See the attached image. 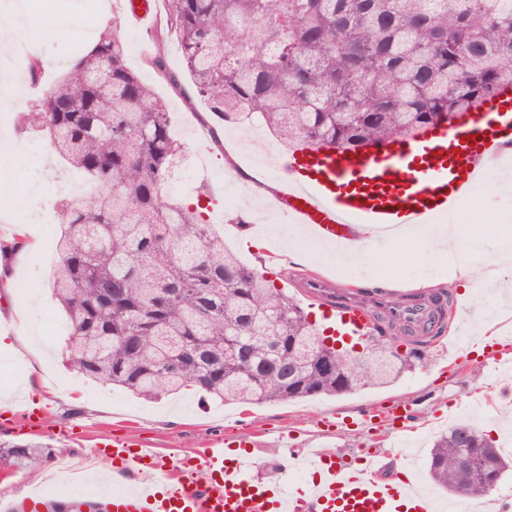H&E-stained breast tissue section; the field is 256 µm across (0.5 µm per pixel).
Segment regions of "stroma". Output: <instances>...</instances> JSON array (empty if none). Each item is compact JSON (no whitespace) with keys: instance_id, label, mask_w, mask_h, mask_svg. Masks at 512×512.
<instances>
[{"instance_id":"stroma-1","label":"stroma","mask_w":512,"mask_h":512,"mask_svg":"<svg viewBox=\"0 0 512 512\" xmlns=\"http://www.w3.org/2000/svg\"><path fill=\"white\" fill-rule=\"evenodd\" d=\"M24 2L28 19L10 25V35L12 40L24 39L37 47L41 73L30 78L24 63L1 67L0 90L13 83L18 98L26 103L42 98L67 71L75 48L93 44L113 17L123 19L129 67L166 101L174 136L185 156L202 162L196 182L180 193V200L191 203L200 191H207L210 206L205 219L221 225L225 246L297 298L309 315H323V307L302 295L299 284L334 266L335 254L302 250L306 234L295 224L279 221L272 197L248 190L242 178L249 171L261 175L263 183L274 182L273 160L287 155V148L258 123L218 121L203 99L172 90L147 65V57L155 51L154 33L129 21L126 0H101V9L93 12L87 11L85 0ZM65 11L73 15L75 27L45 43L42 19ZM48 142V137L20 126L18 110L0 109V147L13 149L6 169L0 170V187H7L11 197L25 204L24 212L14 213L12 221H0V240L11 237L15 225L23 224L33 229L35 242L33 249L0 256V267L8 270L11 282L10 288L0 291V335L14 336L27 327L35 343L22 356L0 352V440L46 441L56 447V459L46 464L41 480L21 470L0 476V507L5 512L16 503L28 506L35 500L110 502L112 485L105 480L90 490L59 489L62 473L55 462L79 457L95 441L112 437L134 440L177 462L195 456L214 438L229 442L252 433L264 447L253 470L257 480L284 476L298 450L313 439L353 464L368 448H413L417 451L413 459L387 457L383 474L415 480L438 503L453 500L447 492L434 490L427 475L430 447L442 431L460 422L477 423L493 431L504 455L512 457V446L506 444L512 436V375H500L484 366L482 356L469 351L470 346L487 344L492 352L512 353V339L497 337L503 322L512 319V282L495 281L496 302L471 305L468 293L450 283L448 272L414 240L375 242L367 258L370 275L336 278L343 290L364 289L373 283L391 293L404 288L457 302L455 315L443 319L445 335L426 345L424 358L414 361L393 384L338 397L248 405L202 399L192 391L158 400L141 398L71 369L65 362L66 318L51 290L59 260L54 241L60 226L35 219L38 212L55 209L61 185L72 182L71 177L56 176ZM456 212L466 219L463 236H486L498 244L504 235H512V223L503 222L500 209L488 203L486 193L466 199ZM236 215L241 218L237 224L232 221ZM248 236L266 237L268 244L257 251L245 249L242 241ZM23 278L28 281L24 297L17 288ZM389 406L411 411L408 429L364 421L368 410ZM31 408L40 417L39 426H31L28 420Z\"/></svg>"}]
</instances>
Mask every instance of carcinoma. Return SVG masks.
I'll use <instances>...</instances> for the list:
<instances>
[{
  "label": "carcinoma",
  "mask_w": 512,
  "mask_h": 512,
  "mask_svg": "<svg viewBox=\"0 0 512 512\" xmlns=\"http://www.w3.org/2000/svg\"><path fill=\"white\" fill-rule=\"evenodd\" d=\"M182 75L223 121L259 119L281 143L355 151L451 124L512 89V0H168ZM99 191L61 199L52 291L74 369L137 395L201 390L224 402L283 403L393 382L421 358L384 342L324 346L297 301L224 247L201 205L168 194L182 145L166 105L127 64L122 22L77 53L21 113ZM278 348L271 349L272 341ZM48 442H0V466L31 474ZM474 422L434 439L435 486L466 499L511 468Z\"/></svg>",
  "instance_id": "obj_1"
}]
</instances>
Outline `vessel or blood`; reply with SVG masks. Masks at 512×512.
I'll use <instances>...</instances> for the list:
<instances>
[{
    "instance_id": "b4317fda",
    "label": "vessel or blood",
    "mask_w": 512,
    "mask_h": 512,
    "mask_svg": "<svg viewBox=\"0 0 512 512\" xmlns=\"http://www.w3.org/2000/svg\"><path fill=\"white\" fill-rule=\"evenodd\" d=\"M470 122V128L452 124L441 136L410 139L380 153L319 154L313 178L293 180L281 203L319 239L340 243L345 228L359 221L387 238L403 225L430 223L467 197L484 168L512 147V105L492 102ZM465 139L470 146L464 173L431 162L433 152ZM372 313L366 306L336 303L327 319L347 335L364 336ZM384 313L411 325L427 319L410 303ZM233 445L239 453L228 459L223 442L210 443L188 470L167 465L152 450L134 449L127 439L96 442L94 451L111 455L115 473L133 465L144 474L138 490L113 496L112 512H432L429 497L412 485L379 478V451H366L354 466L321 449H301L296 460L311 479L291 485L283 478H251L255 439L242 436Z\"/></svg>"
}]
</instances>
